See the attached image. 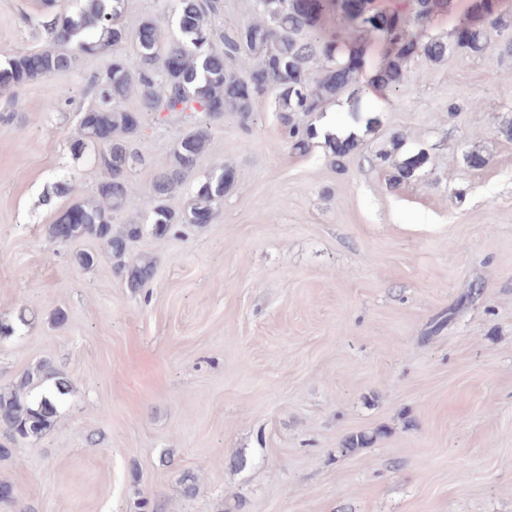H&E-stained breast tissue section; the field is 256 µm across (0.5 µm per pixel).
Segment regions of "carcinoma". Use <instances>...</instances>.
Segmentation results:
<instances>
[{
  "label": "carcinoma",
  "mask_w": 512,
  "mask_h": 512,
  "mask_svg": "<svg viewBox=\"0 0 512 512\" xmlns=\"http://www.w3.org/2000/svg\"><path fill=\"white\" fill-rule=\"evenodd\" d=\"M74 12L61 0H43V14L36 20L48 41L38 51L0 54V88H19L39 78L72 71L82 57H93L131 44L134 64L113 56L108 66L94 76L89 90L97 104L82 113L78 138L71 153L79 158L94 150V162L102 178L97 196L77 201L63 209L48 225V239L68 245L95 239L116 259V274L133 292L145 287L155 275L152 258L128 257L130 244L148 230L166 238L179 224L191 225L193 218L215 214L216 206L237 184L236 171L220 165L198 186L186 208L175 212L167 201L179 194L188 175L195 171L206 151L211 123L234 113L246 125L257 100L276 92L280 120L292 150H309L317 132L305 118L336 100L357 83L367 53L365 36L375 34L382 45L383 60L374 73L382 89L400 87L412 63L419 59L439 61L455 50L481 52L488 31L512 28V18L489 8L490 0H471L470 23L456 28L446 38L423 39L413 32L418 25L448 8V0H411L413 19L388 12L376 0H362L365 17L351 20L350 0H253L256 21L218 28L213 19L220 13V0H178L176 32L168 34L152 17L141 20L130 32L119 23L123 0H75ZM337 14L348 23L351 42L347 53L338 55L339 35H316L324 30L328 15ZM139 97L136 109L123 107L131 93ZM200 113L173 148L167 166L150 181L146 207L149 222L126 224L116 231L112 213L131 203L132 172L143 165V157L132 148V140L145 127V117L164 112ZM325 147L336 163L358 147V139L327 136ZM423 151L408 155L395 165L392 182L399 185L417 176L426 165ZM56 392L32 394L42 384ZM70 384L50 358L42 360L23 377L18 386L0 392V429L9 444H0V458L14 453L10 445L30 441L53 429L61 399Z\"/></svg>",
  "instance_id": "cac0c4a2"
}]
</instances>
